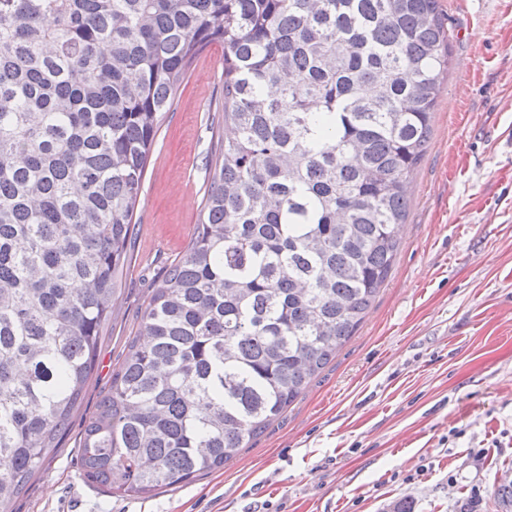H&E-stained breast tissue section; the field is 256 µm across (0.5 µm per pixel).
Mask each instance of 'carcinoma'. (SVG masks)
<instances>
[{"mask_svg":"<svg viewBox=\"0 0 512 512\" xmlns=\"http://www.w3.org/2000/svg\"><path fill=\"white\" fill-rule=\"evenodd\" d=\"M214 43L234 137L84 428L86 482L139 495L223 467L391 270L448 71L439 0H0V512L62 447L160 117Z\"/></svg>","mask_w":512,"mask_h":512,"instance_id":"carcinoma-1","label":"carcinoma"}]
</instances>
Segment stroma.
<instances>
[{"instance_id": "1", "label": "stroma", "mask_w": 512, "mask_h": 512, "mask_svg": "<svg viewBox=\"0 0 512 512\" xmlns=\"http://www.w3.org/2000/svg\"><path fill=\"white\" fill-rule=\"evenodd\" d=\"M453 35L388 277L335 358L223 468L147 496L87 484L79 437L185 251L224 125V48L206 47L163 114L116 278L120 313L64 448L10 512H500L512 482V0H440Z\"/></svg>"}]
</instances>
